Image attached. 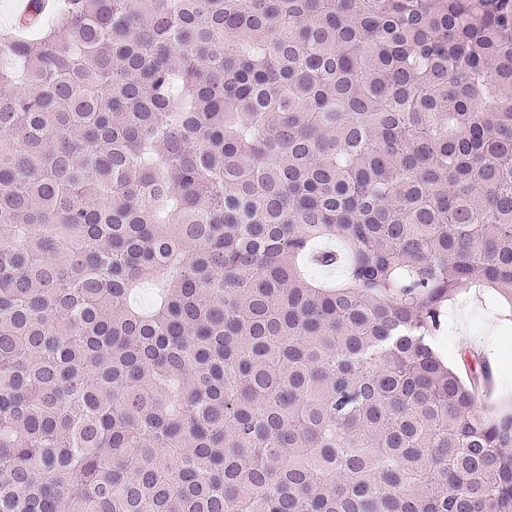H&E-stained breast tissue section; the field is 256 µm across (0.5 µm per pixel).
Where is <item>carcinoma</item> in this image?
Segmentation results:
<instances>
[{
	"label": "carcinoma",
	"instance_id": "cac0c4a2",
	"mask_svg": "<svg viewBox=\"0 0 512 512\" xmlns=\"http://www.w3.org/2000/svg\"><path fill=\"white\" fill-rule=\"evenodd\" d=\"M0 40V512H512V0H63ZM339 238L346 279L307 276ZM499 297L491 292L462 285L458 299L448 304L444 332L436 350L466 376V362H482L492 375V383L479 399L477 408L487 414L512 411V322L503 321ZM497 327L494 343L488 339L489 325Z\"/></svg>",
	"mask_w": 512,
	"mask_h": 512
}]
</instances>
